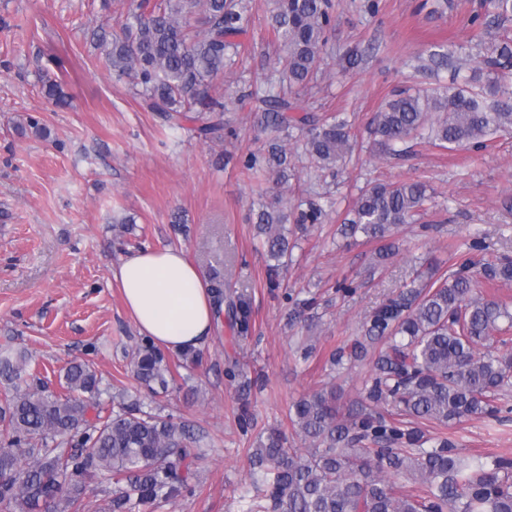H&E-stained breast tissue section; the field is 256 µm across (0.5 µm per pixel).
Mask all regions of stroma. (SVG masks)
I'll return each mask as SVG.
<instances>
[{
  "mask_svg": "<svg viewBox=\"0 0 512 512\" xmlns=\"http://www.w3.org/2000/svg\"><path fill=\"white\" fill-rule=\"evenodd\" d=\"M334 2L328 65L300 99L346 117L357 147L331 174L287 140L295 174L279 184L243 170L249 154L264 152L266 136L236 99L278 67L271 0H248L251 26L215 81L234 129L220 142L168 129L112 78L96 37L118 32L130 0H0V356L25 354L27 381L54 395L65 392L66 366L91 363L104 413L138 400L202 436L188 491L153 512H248L257 495L249 453L259 436L277 428L290 447L307 450L290 406L331 387L342 401L360 397L377 347L347 369H331L328 359L359 336L373 309L428 265L446 272L474 237L487 255L512 253V134L480 151L413 139L398 156L380 153L369 134L394 90L427 86L415 71L419 56L441 46L470 72L492 44L512 38V20L476 29L470 18L484 13L483 0ZM349 49L360 62L346 69L339 58ZM49 78L66 106L46 96ZM410 179L425 182L431 199L395 234L396 252L375 265V243L346 242L339 227L367 183ZM327 191L335 208L299 225L298 203ZM276 198L290 217L293 250L273 288L254 212ZM168 246L184 248L203 277L221 272L226 296L244 313L216 318L195 359L166 352L173 379L167 396L153 400L131 370L143 337L115 273L127 255ZM345 279L355 292L337 291ZM307 346L314 352L305 359ZM421 429L452 437L464 458L512 457V413Z\"/></svg>",
  "mask_w": 512,
  "mask_h": 512,
  "instance_id": "35a3bbf8",
  "label": "stroma"
}]
</instances>
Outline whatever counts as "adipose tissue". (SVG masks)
<instances>
[{
    "label": "adipose tissue",
    "instance_id": "obj_1",
    "mask_svg": "<svg viewBox=\"0 0 512 512\" xmlns=\"http://www.w3.org/2000/svg\"><path fill=\"white\" fill-rule=\"evenodd\" d=\"M117 279L141 334L173 351L196 348L213 326L212 296L201 273L179 248L128 255Z\"/></svg>",
    "mask_w": 512,
    "mask_h": 512
}]
</instances>
